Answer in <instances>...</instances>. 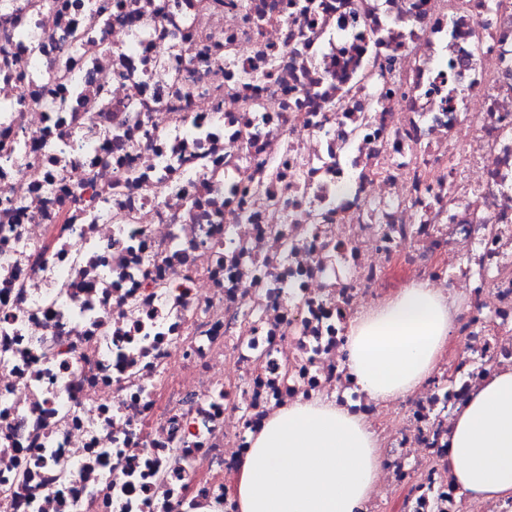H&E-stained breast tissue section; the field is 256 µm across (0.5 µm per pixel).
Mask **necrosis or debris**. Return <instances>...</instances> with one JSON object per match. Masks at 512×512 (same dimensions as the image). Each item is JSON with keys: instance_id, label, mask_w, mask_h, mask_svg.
<instances>
[{"instance_id": "1", "label": "necrosis or debris", "mask_w": 512, "mask_h": 512, "mask_svg": "<svg viewBox=\"0 0 512 512\" xmlns=\"http://www.w3.org/2000/svg\"><path fill=\"white\" fill-rule=\"evenodd\" d=\"M0 0V512H237L248 432L328 398L363 512H512L448 466L512 368V0ZM457 349L385 404L353 317L405 280Z\"/></svg>"}]
</instances>
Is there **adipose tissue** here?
Segmentation results:
<instances>
[{
  "instance_id": "obj_1",
  "label": "adipose tissue",
  "mask_w": 512,
  "mask_h": 512,
  "mask_svg": "<svg viewBox=\"0 0 512 512\" xmlns=\"http://www.w3.org/2000/svg\"><path fill=\"white\" fill-rule=\"evenodd\" d=\"M457 297L427 282L398 289L358 314L349 369L381 402L421 389L454 337ZM227 478L237 512H361L380 472L371 426L334 402L297 401L249 432ZM448 462L469 497L512 498V369L494 373L454 417Z\"/></svg>"
}]
</instances>
